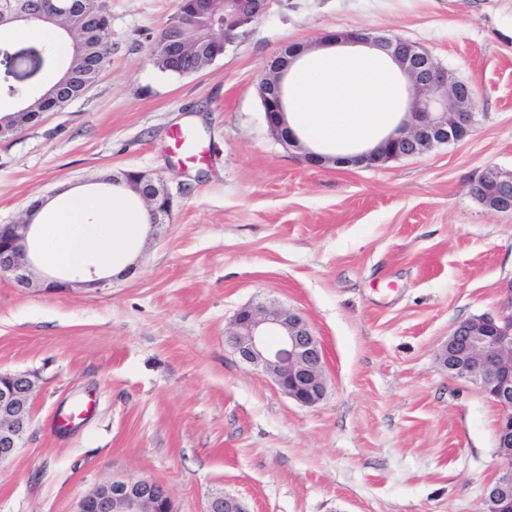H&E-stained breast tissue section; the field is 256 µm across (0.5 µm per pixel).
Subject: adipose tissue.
I'll list each match as a JSON object with an SVG mask.
<instances>
[{
    "instance_id": "ef3b65f1",
    "label": "adipose tissue",
    "mask_w": 512,
    "mask_h": 512,
    "mask_svg": "<svg viewBox=\"0 0 512 512\" xmlns=\"http://www.w3.org/2000/svg\"><path fill=\"white\" fill-rule=\"evenodd\" d=\"M290 77L286 122L313 145L339 136L376 144L379 126L404 105L397 65L369 45L321 44L293 65ZM130 197L127 190L105 194L76 187L65 201L45 200L35 222L52 231L51 264L121 273L129 243L148 227L145 214L130 209Z\"/></svg>"
}]
</instances>
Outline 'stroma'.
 <instances>
[{
  "label": "stroma",
  "instance_id": "obj_1",
  "mask_svg": "<svg viewBox=\"0 0 512 512\" xmlns=\"http://www.w3.org/2000/svg\"><path fill=\"white\" fill-rule=\"evenodd\" d=\"M177 5L106 0L98 80L0 138V225L125 170L173 201L131 244V275L46 293L0 274V372L37 380L23 445L0 464V512H74L121 476L164 484L177 512L217 492L251 512H481L512 466L499 411L437 352L459 321L512 308V214L469 192L485 167L512 170V0H272L183 76L150 61ZM350 29L410 40L471 83L470 136L379 168L312 167L278 143L264 63ZM179 128L197 161L171 152ZM248 304L308 320L326 353L321 402L297 404L228 347Z\"/></svg>",
  "mask_w": 512,
  "mask_h": 512
}]
</instances>
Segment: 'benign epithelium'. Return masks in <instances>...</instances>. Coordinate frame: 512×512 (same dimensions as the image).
<instances>
[{
    "label": "benign epithelium",
    "instance_id": "obj_1",
    "mask_svg": "<svg viewBox=\"0 0 512 512\" xmlns=\"http://www.w3.org/2000/svg\"><path fill=\"white\" fill-rule=\"evenodd\" d=\"M271 0H223V47L232 45L244 29L263 17ZM101 28L96 16H86L78 33L81 42L94 40ZM370 44L399 67L409 83L410 107L401 123L373 148L329 155L309 150L285 121L284 79L291 64L308 47L290 44L263 66L258 88L265 121L286 148L303 151L311 166L379 168L387 162L420 155L437 144L465 140L474 124L473 86L456 78L417 44L398 36H375L367 31L328 33L321 41ZM186 30L174 39L171 60L201 52ZM112 184L130 188L142 201L152 223L170 213L169 193L146 173L128 170L112 176ZM470 194L486 208L512 213V171L488 166L470 184ZM31 218L0 225V273L22 286L33 284L34 260L28 248ZM225 342L243 362L261 368L280 390L302 406L325 397L328 379L325 354L307 320L291 308L263 305L241 307ZM452 378L467 381L485 393L499 410L496 440L499 453L512 463V311L463 320L456 324L438 352ZM36 381L26 373L0 372V463L22 447L32 421ZM483 512H512V468L490 482ZM74 512H175L166 486L147 478L128 476L98 484L83 495ZM205 512H250L239 497L212 495Z\"/></svg>",
    "mask_w": 512,
    "mask_h": 512
}]
</instances>
